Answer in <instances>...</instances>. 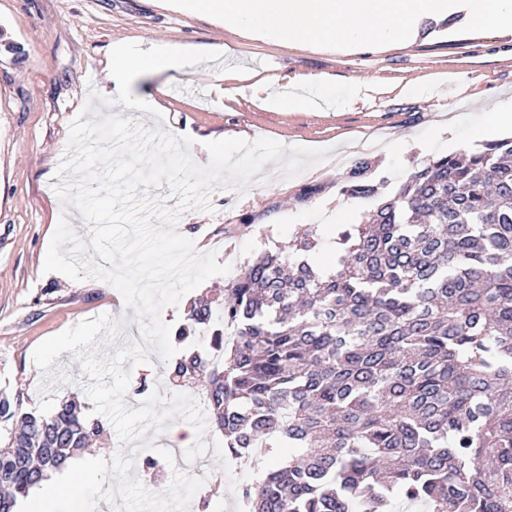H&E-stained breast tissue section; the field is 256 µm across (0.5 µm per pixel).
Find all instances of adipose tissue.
<instances>
[{
    "instance_id": "adipose-tissue-1",
    "label": "adipose tissue",
    "mask_w": 512,
    "mask_h": 512,
    "mask_svg": "<svg viewBox=\"0 0 512 512\" xmlns=\"http://www.w3.org/2000/svg\"><path fill=\"white\" fill-rule=\"evenodd\" d=\"M198 58L185 47L173 43L149 42L141 46L120 42L114 44L107 68L117 87H124L143 73L165 71L184 73L195 69Z\"/></svg>"
}]
</instances>
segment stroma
I'll return each mask as SVG.
<instances>
[{
	"label": "stroma",
	"instance_id": "35a3bbf8",
	"mask_svg": "<svg viewBox=\"0 0 512 512\" xmlns=\"http://www.w3.org/2000/svg\"><path fill=\"white\" fill-rule=\"evenodd\" d=\"M151 40L224 48L222 70L149 73L132 86L134 95L163 107L144 127L192 138L197 164L210 159L204 143L223 136L329 151L324 162L290 178L267 163L252 180L214 191L213 212L182 215L178 230L196 251L216 252L218 263L231 267L192 290L194 299L218 295L246 260L308 228L318 233L317 260L327 262L337 229L359 223L372 206L342 192L358 159L371 161L383 195H392L430 160L497 140L491 130L473 133L463 117L512 103L511 32L460 34L438 26L406 43L309 49L227 31L162 0H0V391L20 395L25 408L47 414L64 394L87 398L89 378L69 352L53 364L66 382L40 395L33 351L44 340L104 313L122 325L116 346L141 338L139 315L114 286L75 282L44 272L43 264L63 215L54 187L69 124L90 89L114 96L102 74L112 44ZM322 81L333 85L323 104L301 112H271L263 104L268 94H301ZM154 390L175 392L156 355L132 368L124 401L139 408ZM203 440L215 482L194 495L187 512L202 504L208 512H235L224 492L245 488L253 474L225 455L220 431L207 428Z\"/></svg>",
	"mask_w": 512,
	"mask_h": 512
}]
</instances>
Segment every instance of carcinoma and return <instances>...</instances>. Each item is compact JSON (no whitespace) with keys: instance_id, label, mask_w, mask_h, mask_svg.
<instances>
[{"instance_id":"cac0c4a2","label":"carcinoma","mask_w":512,"mask_h":512,"mask_svg":"<svg viewBox=\"0 0 512 512\" xmlns=\"http://www.w3.org/2000/svg\"><path fill=\"white\" fill-rule=\"evenodd\" d=\"M370 169L343 192L377 196ZM316 244L253 257L174 332L169 378L203 390L224 453L270 457L249 512H512V139L412 172L331 267ZM0 424V512L103 432L73 395L45 415L1 391Z\"/></svg>"}]
</instances>
